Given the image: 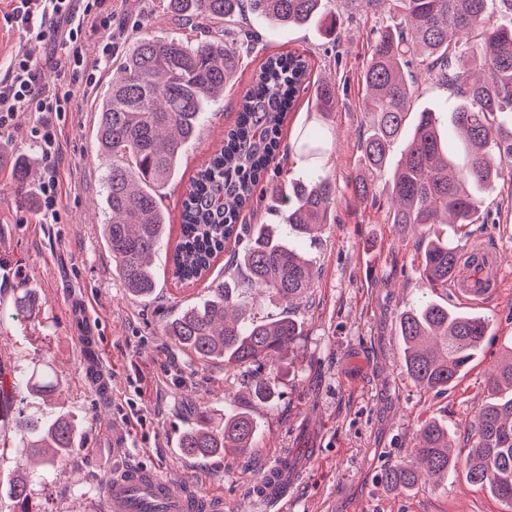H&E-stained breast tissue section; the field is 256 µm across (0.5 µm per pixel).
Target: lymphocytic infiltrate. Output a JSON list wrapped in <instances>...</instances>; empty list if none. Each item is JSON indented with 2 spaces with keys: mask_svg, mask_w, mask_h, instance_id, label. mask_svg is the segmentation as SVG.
I'll return each instance as SVG.
<instances>
[{
  "mask_svg": "<svg viewBox=\"0 0 512 512\" xmlns=\"http://www.w3.org/2000/svg\"><path fill=\"white\" fill-rule=\"evenodd\" d=\"M10 17L23 43L0 59V130H13L16 113H31L24 136L52 159L61 152L60 123L74 107L76 88L88 93L100 82L125 32L112 27V0H16ZM48 41L53 55L45 61L34 57L31 45ZM46 63L59 70L58 83H40Z\"/></svg>",
  "mask_w": 512,
  "mask_h": 512,
  "instance_id": "obj_1",
  "label": "lymphocytic infiltrate"
}]
</instances>
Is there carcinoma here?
Here are the masks:
<instances>
[{
  "instance_id": "cac0c4a2",
  "label": "carcinoma",
  "mask_w": 512,
  "mask_h": 512,
  "mask_svg": "<svg viewBox=\"0 0 512 512\" xmlns=\"http://www.w3.org/2000/svg\"><path fill=\"white\" fill-rule=\"evenodd\" d=\"M392 25L378 33L362 74V112L370 133L360 141L361 170L352 180L354 195L375 200V180L388 178L394 209L388 223L405 234L423 237L419 279L431 288L453 281L462 257L460 242L469 238L482 207L480 191L505 178L512 181V0H385ZM189 21L228 22L242 12L271 25L304 24L315 17L328 32L336 19L326 0H170ZM419 64L458 98L451 124L464 140L463 155L453 159L438 113L423 110L407 125L416 88L407 67ZM240 68L236 47L213 38L205 42L158 41L139 37L128 50L98 108L96 140L109 162L107 206L112 222L102 225L115 272L127 290L149 295L155 286L150 258L171 232L156 188L177 172L182 147L195 139L208 104L224 93ZM311 94L324 115L336 108L335 86L311 82L302 54L270 55L256 70L239 101L224 144L212 151L191 179L182 202L178 243L171 257L175 281L193 284L205 277L215 257L231 241L239 245L231 264L247 273L250 300L241 303L225 283L202 304L191 305L165 324L166 335L200 361L220 359L226 367L260 369L293 345L299 324L288 314H263L277 299L304 297L310 263L298 244L329 223L336 182L315 171L305 182L283 177L273 189L275 209L290 234L270 224H241L242 211L253 206L260 183L279 152L311 157L327 139L319 128L301 134L295 146H281L282 127L295 97ZM403 142L401 157L388 172L390 149ZM440 224L456 227L458 242L437 232ZM12 317L39 308L37 293L13 294ZM490 323L425 301L401 312L398 332L406 370L421 388L446 391L464 374L489 335ZM491 395L478 409L467 432L465 459L455 453L448 425L425 423L412 453L422 467L398 466L382 474L392 489L408 490L423 482L438 487L463 467L467 480L512 507V357L489 377ZM59 389L44 372L6 379L0 376V413L26 391L44 397ZM252 394L274 397L270 378L257 374ZM12 428L22 446L41 456L49 473L78 448V424L63 414L18 416ZM257 429L249 415L226 413L212 423L203 417L181 433L185 455L204 458L228 449L254 447ZM30 480L15 478L12 497L19 512H30Z\"/></svg>"
}]
</instances>
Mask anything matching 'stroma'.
<instances>
[{
    "label": "stroma",
    "mask_w": 512,
    "mask_h": 512,
    "mask_svg": "<svg viewBox=\"0 0 512 512\" xmlns=\"http://www.w3.org/2000/svg\"><path fill=\"white\" fill-rule=\"evenodd\" d=\"M168 0H115L114 26L125 38L106 64L91 94L77 96L64 123L56 161L44 159L35 141L0 132V371L19 376L52 368L60 381L55 404L82 427V449L46 478L31 484L33 512H104L105 477L112 470V431L127 435L124 461L164 474L177 485L220 501L222 512H278L256 489L280 454L296 460L288 474V512H512L488 490L457 471L445 486L421 485L399 492L379 479L381 470L413 464L410 450L419 428L433 418L447 423L457 451L466 449V426L488 394L489 373L512 349V183L497 182L483 194L484 222L472 225L470 245L495 246L501 257V287L472 303L452 288H429L415 269L419 235L398 234L387 222L388 188L376 186V202L358 200L351 181L358 172L359 141L368 126L361 109V74L369 47L390 22L383 0H328L339 18L336 34L323 24L277 25L240 16L229 25L181 22ZM250 26L258 37L240 43L237 84L212 102L199 136L182 150L178 173L162 188L170 223L180 221L182 199L197 166L224 138L236 118L239 96L256 68L272 54L307 56L311 78L335 85L339 102L320 116L308 95L288 115L284 141L294 142L313 127L328 143L314 158L291 156L289 180L303 181L313 170L336 181L329 224L304 248L312 280L291 310L301 335L271 367L275 399L251 397L248 368L201 362L165 335L167 320L208 298L228 270L216 264L204 280L181 285L169 271L172 251L164 243L153 257L156 285L145 297L131 295L112 268L102 226L108 168L95 138L98 105L133 41L208 40L220 35L239 41ZM32 175L24 186L10 177L16 157ZM68 185L58 221L44 223L38 190L50 170ZM34 288L35 316L10 319L12 293ZM82 300L101 328L104 362L112 373V403L104 405L85 378L76 344L79 330L69 313ZM424 300L440 301L488 319L491 332L456 384L428 392L406 375L397 321L402 311ZM249 412L257 426L252 450L242 455L194 459L180 453L177 439L200 412Z\"/></svg>",
    "instance_id": "35a3bbf8"
}]
</instances>
